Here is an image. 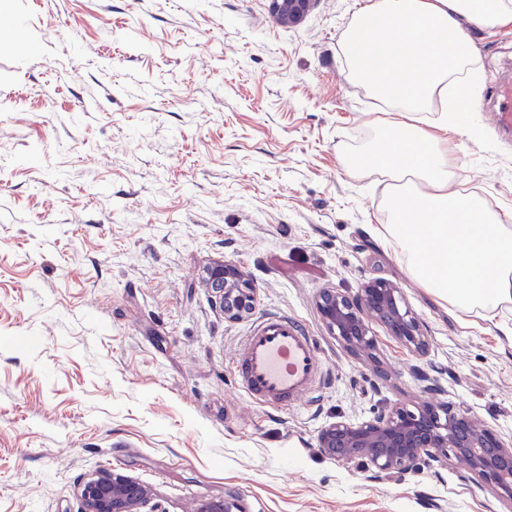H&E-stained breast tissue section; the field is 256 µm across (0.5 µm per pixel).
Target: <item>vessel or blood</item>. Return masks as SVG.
<instances>
[{
	"instance_id": "b4317fda",
	"label": "vessel or blood",
	"mask_w": 512,
	"mask_h": 512,
	"mask_svg": "<svg viewBox=\"0 0 512 512\" xmlns=\"http://www.w3.org/2000/svg\"><path fill=\"white\" fill-rule=\"evenodd\" d=\"M236 370L250 398L275 409L312 398L325 383L316 339L296 318L263 316L246 336Z\"/></svg>"
}]
</instances>
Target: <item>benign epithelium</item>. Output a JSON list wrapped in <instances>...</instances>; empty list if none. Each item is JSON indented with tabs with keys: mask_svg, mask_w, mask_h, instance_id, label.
<instances>
[{
	"mask_svg": "<svg viewBox=\"0 0 512 512\" xmlns=\"http://www.w3.org/2000/svg\"><path fill=\"white\" fill-rule=\"evenodd\" d=\"M315 0H267V9L283 27L304 21ZM208 287L224 316L237 319L254 307L255 293L234 265L219 262L208 273ZM398 285L377 279L358 293L326 290L317 300V310L330 333L352 354L374 358L376 341L367 320L381 321L392 336L419 354L427 350V337L410 311L400 306ZM318 447L329 457L367 466L368 478L404 477L421 466L454 458L462 460L480 483L495 496L512 504V438L479 426L466 414L447 405L424 402L415 412L395 407L358 423L338 420L323 427ZM81 512H159L152 503L153 491L140 481L109 469L97 472L77 487ZM196 512H247L233 496L211 498L198 504Z\"/></svg>",
	"mask_w": 512,
	"mask_h": 512,
	"instance_id": "1",
	"label": "benign epithelium"
}]
</instances>
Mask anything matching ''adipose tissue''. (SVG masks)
Masks as SVG:
<instances>
[{
	"label": "adipose tissue",
	"instance_id": "adipose-tissue-1",
	"mask_svg": "<svg viewBox=\"0 0 512 512\" xmlns=\"http://www.w3.org/2000/svg\"><path fill=\"white\" fill-rule=\"evenodd\" d=\"M473 30L512 31V0H365L343 32V55L352 77L402 119L348 165L391 177L384 240L410 279L457 311L490 319L512 304V225L483 197L454 188L456 110L422 118L435 97H471Z\"/></svg>",
	"mask_w": 512,
	"mask_h": 512
}]
</instances>
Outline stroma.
Wrapping results in <instances>:
<instances>
[{
	"instance_id": "1",
	"label": "stroma",
	"mask_w": 512,
	"mask_h": 512,
	"mask_svg": "<svg viewBox=\"0 0 512 512\" xmlns=\"http://www.w3.org/2000/svg\"><path fill=\"white\" fill-rule=\"evenodd\" d=\"M361 0L278 26L265 0H0V512H80L111 469L161 512L234 495L248 512H512L457 461L367 480L319 431L431 400L512 436V305L462 317L378 233L385 176L350 155L399 113L354 81L342 33ZM479 83L450 162L512 225V131L485 108L512 78V34L476 32ZM256 304L225 318L208 270ZM396 283L420 356L370 321L351 355L316 309L328 289ZM280 311L316 336L318 401L253 403L234 354ZM207 284L215 290L225 317L237 319L253 309L254 288L236 266L216 263L209 270Z\"/></svg>"
}]
</instances>
